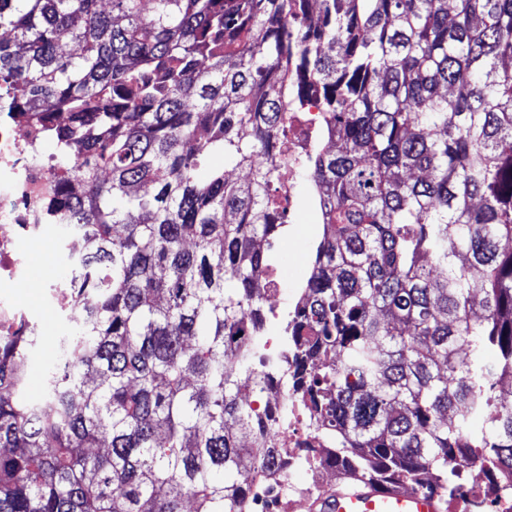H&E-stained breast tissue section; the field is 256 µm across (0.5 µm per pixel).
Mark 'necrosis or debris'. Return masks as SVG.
I'll return each mask as SVG.
<instances>
[{
    "label": "necrosis or debris",
    "instance_id": "1",
    "mask_svg": "<svg viewBox=\"0 0 512 512\" xmlns=\"http://www.w3.org/2000/svg\"><path fill=\"white\" fill-rule=\"evenodd\" d=\"M45 134L33 123L15 117L0 118V335H14L26 324L38 322L31 309L19 305L14 291L27 279V254L38 243L57 244L59 225L50 223L45 201L56 190V169L41 146ZM267 436L285 450V462L272 480L295 512L300 501L325 492L330 472L324 459L328 448L307 424L301 411H293L286 424L277 421ZM306 474V482L295 479Z\"/></svg>",
    "mask_w": 512,
    "mask_h": 512
}]
</instances>
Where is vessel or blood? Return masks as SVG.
I'll list each match as a JSON object with an SVG mask.
<instances>
[{
  "instance_id": "obj_1",
  "label": "vessel or blood",
  "mask_w": 512,
  "mask_h": 512,
  "mask_svg": "<svg viewBox=\"0 0 512 512\" xmlns=\"http://www.w3.org/2000/svg\"><path fill=\"white\" fill-rule=\"evenodd\" d=\"M447 508L439 494H420L368 480L333 487L308 504L309 512H446Z\"/></svg>"
}]
</instances>
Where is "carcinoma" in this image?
<instances>
[{
	"mask_svg": "<svg viewBox=\"0 0 512 512\" xmlns=\"http://www.w3.org/2000/svg\"><path fill=\"white\" fill-rule=\"evenodd\" d=\"M102 3L0 0V99L55 142L82 241L39 398L35 329L0 341V512H253L282 449L244 387L303 406L341 478L507 482L512 0ZM288 165L322 234L275 360Z\"/></svg>",
	"mask_w": 512,
	"mask_h": 512,
	"instance_id": "1",
	"label": "carcinoma"
}]
</instances>
